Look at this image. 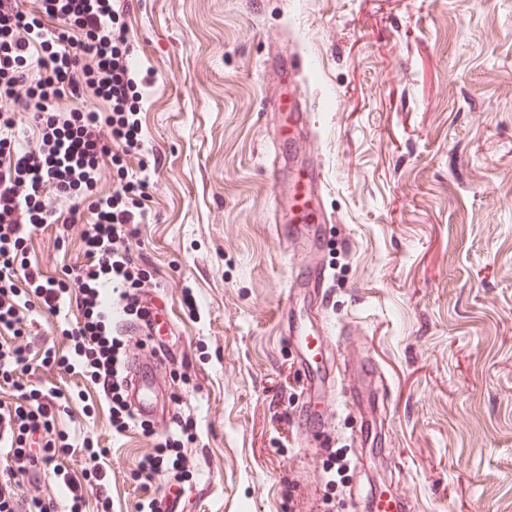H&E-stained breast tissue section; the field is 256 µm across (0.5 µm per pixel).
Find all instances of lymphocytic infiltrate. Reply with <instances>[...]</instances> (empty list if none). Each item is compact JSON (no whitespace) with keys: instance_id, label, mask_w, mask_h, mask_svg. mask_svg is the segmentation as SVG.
<instances>
[{"instance_id":"f902f5d3","label":"lymphocytic infiltrate","mask_w":512,"mask_h":512,"mask_svg":"<svg viewBox=\"0 0 512 512\" xmlns=\"http://www.w3.org/2000/svg\"><path fill=\"white\" fill-rule=\"evenodd\" d=\"M47 28L22 9L19 0H0V93L18 95L23 116L1 115L0 126V329L23 333L19 312L34 294L57 310L70 286L80 293L81 316L68 328L73 354L58 361L63 370L79 371L98 385L110 405L112 426L128 428L132 415L124 401L120 365L126 342L112 332L110 290H118L126 316L140 312V294L155 286L153 272L134 263L125 247L145 219L138 207L147 181L134 167L141 157V89L152 82L132 62L133 47L124 21L123 0H41ZM80 30L82 39L72 36ZM93 87L109 104L105 112H63L59 103ZM41 133L37 148H16L10 133L23 120ZM116 166L120 180L112 194L94 193L101 165ZM72 199L68 223L82 226L84 263L73 282L42 278L28 268L25 242L44 224L55 223L47 198ZM85 205H77L76 197ZM24 278L29 293L18 291ZM54 390H30L26 403L0 411V512H42L36 496L18 495L22 480L42 470L67 479L61 456L71 446L52 437L50 423L59 410Z\"/></svg>"}]
</instances>
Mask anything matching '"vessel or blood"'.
Returning a JSON list of instances; mask_svg holds the SVG:
<instances>
[{
	"label": "vessel or blood",
	"mask_w": 512,
	"mask_h": 512,
	"mask_svg": "<svg viewBox=\"0 0 512 512\" xmlns=\"http://www.w3.org/2000/svg\"><path fill=\"white\" fill-rule=\"evenodd\" d=\"M288 64V74L292 82L287 94L280 96L274 107L287 114L288 126L295 133H309L314 128V122L305 103L303 86L298 79L299 71L304 66V58L299 52H291ZM325 191L326 180L317 159L312 157L302 162L289 195L279 202L280 207L291 212L293 216L291 222L276 227L281 242L288 244L305 236L312 248H320L321 227L307 223L306 218L310 214L311 206L319 204ZM326 281L327 274L323 265L307 262L299 267L290 287L304 291L319 306L323 303ZM158 312L155 304L145 303L140 317L125 326L128 338V375L125 390L134 419L163 429L167 426L164 411L172 402L173 394L159 376L158 367L164 361L165 355L160 347L152 343ZM348 334L349 330L345 327L333 337L320 324L289 326L288 338L298 350L302 372L303 398L299 406V428L318 434L326 433L329 429L330 420L336 410L334 399L328 396L335 366L333 344L335 338L344 339ZM379 374L378 366L371 361L353 363L350 380L343 388L347 402L359 408L363 407L366 403V383Z\"/></svg>",
	"instance_id": "b4317fda"
}]
</instances>
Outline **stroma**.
<instances>
[{"mask_svg": "<svg viewBox=\"0 0 512 512\" xmlns=\"http://www.w3.org/2000/svg\"><path fill=\"white\" fill-rule=\"evenodd\" d=\"M143 91L147 220L130 256L158 270L157 342L176 395L167 430L118 433L88 378L63 371L76 292L60 311L21 310L19 387L55 388L51 423L72 451L81 512H141L174 471H140L179 435L198 465L184 512H353L357 490L411 512H512V0H129ZM294 42L316 123L298 153L321 161L325 319L350 325L385 374L380 443L336 399L327 444L297 431L301 372L288 343L293 265L269 215L266 154L284 123L271 107ZM58 220L26 242L44 277L77 274L82 244ZM342 459L337 472L333 461ZM100 467L101 486L83 474ZM183 442L180 439L168 437L164 440V443H159L155 446V453L147 454L141 462L142 471L148 475H152L159 471L166 462V452L169 448L181 447Z\"/></svg>", "mask_w": 512, "mask_h": 512, "instance_id": "1", "label": "stroma"}]
</instances>
